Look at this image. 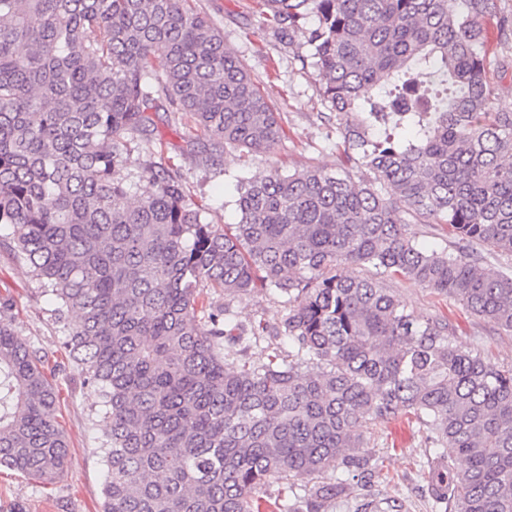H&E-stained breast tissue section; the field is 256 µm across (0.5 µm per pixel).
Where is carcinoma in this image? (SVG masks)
Segmentation results:
<instances>
[{"label":"carcinoma","mask_w":512,"mask_h":512,"mask_svg":"<svg viewBox=\"0 0 512 512\" xmlns=\"http://www.w3.org/2000/svg\"><path fill=\"white\" fill-rule=\"evenodd\" d=\"M268 2L346 118L337 147L371 177L239 176L228 234L173 167L147 168L146 197L116 178L128 139L151 140L166 107L194 119L212 162L283 137L211 20L188 0H0V224L105 407L103 512H327L349 479L373 482L367 421L402 413L452 449L434 469L440 501L512 512V368L461 350L446 319L413 316L379 281L400 275L512 333V274L482 267L487 251L512 255V112L488 110L479 24L497 0ZM404 213L448 226L452 249L419 246ZM206 288L277 289L288 351L247 359L266 327L229 326ZM12 311L1 299L0 470L53 484L69 459L59 389ZM270 483L291 495L255 497Z\"/></svg>","instance_id":"cac0c4a2"}]
</instances>
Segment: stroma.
Instances as JSON below:
<instances>
[{
    "label": "stroma",
    "instance_id": "1",
    "mask_svg": "<svg viewBox=\"0 0 512 512\" xmlns=\"http://www.w3.org/2000/svg\"><path fill=\"white\" fill-rule=\"evenodd\" d=\"M191 5L213 21L225 44L251 69L279 114L284 135L272 149L244 155L228 153L215 166L193 151L197 131L190 118L160 111L153 119L164 146L135 138L130 143L128 163L119 175L124 179L136 177L135 190L143 195L153 189L142 174L146 164L175 165L190 199L207 203L215 229L224 231L238 221L231 203L237 175L262 178L308 166L340 169L344 157L337 145L343 123L324 119L317 74L300 61L307 52L304 40L299 36L282 40L274 35L267 24L270 10L266 0H191ZM480 25L489 78L498 89L489 109L512 112V0H500L498 10L483 17ZM384 286L416 317H447L459 348L478 351L497 366L512 367V334L473 314L460 302L405 278H387ZM1 296L14 302L15 332L49 357L60 391L58 417L69 443L70 461L65 474L48 490L18 473L0 472V512H102L106 467L96 422L104 409L94 387L85 383L64 348L65 336L54 317L51 297L41 293L26 261L0 245ZM211 301L227 307L234 323L262 321L273 326L285 313L278 292L272 288L239 297L215 293ZM364 442L363 453L378 471L374 493L398 499L402 512H444V505L432 496L428 477V463L440 451L427 444L425 429L414 416L402 414L372 421L364 431Z\"/></svg>",
    "mask_w": 512,
    "mask_h": 512
}]
</instances>
